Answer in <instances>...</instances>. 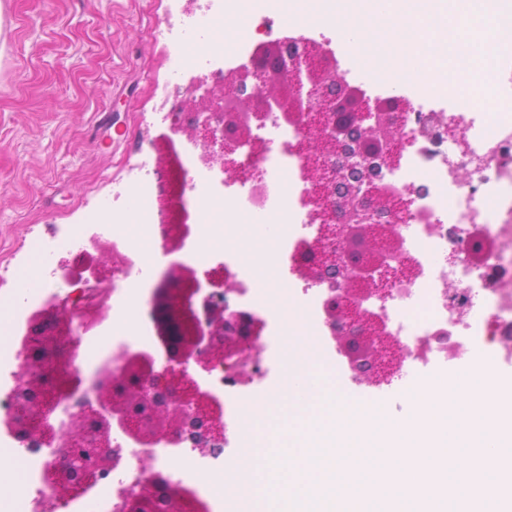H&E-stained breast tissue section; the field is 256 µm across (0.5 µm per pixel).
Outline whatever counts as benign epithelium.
<instances>
[{"mask_svg":"<svg viewBox=\"0 0 512 512\" xmlns=\"http://www.w3.org/2000/svg\"><path fill=\"white\" fill-rule=\"evenodd\" d=\"M317 57L309 53L295 61L304 90L300 99L288 95L285 83L288 46L279 41L260 46L248 64L224 74V93L206 105L208 118L184 133L201 143L202 160L218 159L229 167L244 148L257 155L267 150L268 144L252 133L261 112H297L313 126V135L306 139L303 178L317 191L305 196L304 203L312 218L321 221L320 244L336 240L339 234L344 251L341 262L329 265L320 247L306 258V270L319 275L334 271L337 300L328 308V319L338 327L339 348L353 364L365 365L367 382L381 384L399 371L406 351L365 302L374 295L372 285L389 272L378 243L394 241L391 221L403 200L375 182L336 189L328 158L342 149L351 126L349 121L336 120V109L349 101L359 124L360 115L367 112L376 117L389 114L386 126L369 137L373 151L359 155L358 165L377 169L384 162L397 164L405 144L395 135V126L404 121L410 107L372 104L356 88L330 89ZM376 210L388 213L387 223H362ZM190 232V225H176L167 237L168 250H179ZM87 316L54 302L30 316V335L22 341L23 379L0 418V429L23 443L36 445L50 439L65 449L64 460L48 467L57 496L66 498L80 490L90 479L89 468H112L115 428L147 447L189 444L202 455L224 447L221 399L202 387L194 374L231 372L259 354L257 324L226 304L224 277L202 281L192 272L182 276L170 267L151 301L155 346L123 354V370L112 373L111 381L96 389V405L71 411L64 402L82 385L75 362ZM123 512L204 510L188 489L151 476L126 495Z\"/></svg>","mask_w":512,"mask_h":512,"instance_id":"7a95c632","label":"benign epithelium"}]
</instances>
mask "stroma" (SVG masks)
Returning <instances> with one entry per match:
<instances>
[{
  "mask_svg": "<svg viewBox=\"0 0 512 512\" xmlns=\"http://www.w3.org/2000/svg\"><path fill=\"white\" fill-rule=\"evenodd\" d=\"M167 0H0V295L99 209L142 146H179L153 96Z\"/></svg>",
  "mask_w": 512,
  "mask_h": 512,
  "instance_id": "1",
  "label": "stroma"
}]
</instances>
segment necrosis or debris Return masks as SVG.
<instances>
[{"instance_id": "4bbe7bcc", "label": "necrosis or debris", "mask_w": 512, "mask_h": 512, "mask_svg": "<svg viewBox=\"0 0 512 512\" xmlns=\"http://www.w3.org/2000/svg\"><path fill=\"white\" fill-rule=\"evenodd\" d=\"M368 14V0H350L348 11L332 22L309 14L300 26L291 27L288 48L298 53L308 44H320L338 71L350 75L351 52L333 40L328 28H355L358 18ZM373 21L389 29L391 36L380 49L377 75L366 83L363 94L369 101L385 102L393 97L392 85L399 84L402 98L413 104L401 128L408 145L397 167L382 170L381 180L400 188L409 202L394 225L399 241L396 260L412 266L415 275L394 286L386 298H372L371 308L384 315L391 334L405 346L411 374L462 366L481 352L489 353L500 367L512 369V55L500 54L491 83L492 92L508 105L487 121L417 83L394 19L377 15ZM279 25L290 27L288 13L269 8L268 0H202L194 11L169 7L163 30L172 49L169 76L153 90L167 118L180 127L196 121L191 74H202L220 86L225 72L249 60L259 37L273 36ZM226 27L235 35L232 50L205 47L192 56L179 54L189 36ZM254 130L266 142H280V151L242 153L231 173L202 161L201 147L194 143L179 158L184 173L182 206L193 224L181 259L222 267L228 304L253 317L260 329L257 358L236 372H216L208 378L224 401L223 450L199 455L189 448H146L118 431L112 440L116 461L111 471L59 502L48 494L47 474V464L59 456V449L50 443L35 451L24 448L20 454L25 471L15 493L26 512H123L122 492L132 490L144 470L161 473L174 454L186 462L175 482L188 488L205 512H223L217 492L205 478L237 454L243 408L284 371L281 318L273 302L262 295L264 282L253 268L256 256L271 258L273 277L288 285L293 303L310 324L319 355L334 362L354 391L367 394L364 378L339 350L327 319L330 280L306 276L302 270L306 251L317 236L302 201L306 183L298 149L309 129L303 121L267 112ZM130 172L131 184L113 183L107 215L68 225L52 245L56 251H76L97 241L111 243L123 258L120 269L99 284L91 277H57L48 263L36 291L16 288V310L9 321H0V336L10 340L8 346H0V398L8 397L20 376L13 365L22 359L21 339L28 333L30 313L61 295L77 293L113 313H132L133 329L100 321L83 334L76 367L88 381L104 380L105 367H118L121 353L148 348L151 290L169 262L163 234L170 215L160 206L166 187L158 178L154 147L140 151ZM279 211L287 212L290 224L282 235L271 239L254 232V225ZM127 217L134 226L130 233L120 224ZM476 227L493 245L480 264L472 261Z\"/></svg>"}]
</instances>
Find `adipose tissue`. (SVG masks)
Returning a JSON list of instances; mask_svg holds the SVG:
<instances>
[{
    "label": "adipose tissue",
    "instance_id": "adipose-tissue-1",
    "mask_svg": "<svg viewBox=\"0 0 512 512\" xmlns=\"http://www.w3.org/2000/svg\"><path fill=\"white\" fill-rule=\"evenodd\" d=\"M505 0H373L376 13L392 16L413 29L418 49L411 64L414 78L436 93L488 113L501 102L489 91L496 53L512 47V11ZM466 53L464 70L448 64L452 54Z\"/></svg>",
    "mask_w": 512,
    "mask_h": 512
}]
</instances>
